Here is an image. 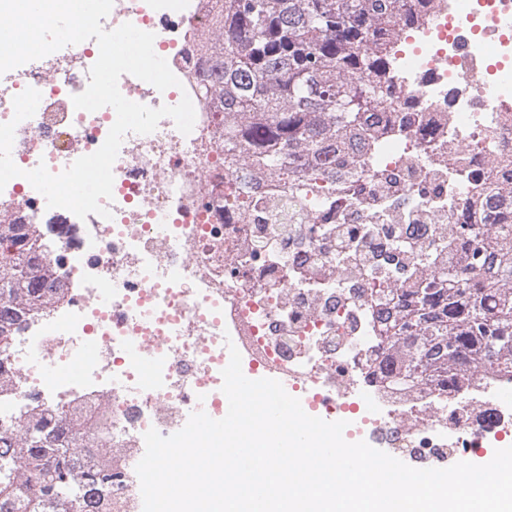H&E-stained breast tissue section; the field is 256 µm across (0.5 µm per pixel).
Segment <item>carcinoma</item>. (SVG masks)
<instances>
[{"instance_id":"obj_1","label":"carcinoma","mask_w":512,"mask_h":512,"mask_svg":"<svg viewBox=\"0 0 512 512\" xmlns=\"http://www.w3.org/2000/svg\"><path fill=\"white\" fill-rule=\"evenodd\" d=\"M222 35L203 68L202 97L224 112V163L266 171L288 191L254 205L281 219L334 189L330 165L369 112L393 108L389 65L399 31L426 17L431 0H220ZM37 224H0V345L20 324L64 299L41 265ZM430 253L432 277L382 295L395 310L384 333L398 363L388 388L442 380L456 361L484 368L512 353V237L469 251L453 235ZM81 418L41 409L21 435L0 433V512H84L112 492V460L90 463Z\"/></svg>"}]
</instances>
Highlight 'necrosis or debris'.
Instances as JSON below:
<instances>
[{"mask_svg":"<svg viewBox=\"0 0 512 512\" xmlns=\"http://www.w3.org/2000/svg\"><path fill=\"white\" fill-rule=\"evenodd\" d=\"M435 3L428 21L400 33L391 64L399 99L371 114L377 142H351L335 200L281 230L236 203L274 183L246 164L225 166L224 115L199 92L219 0H114L102 21L153 33L180 81L161 92L125 74V98L157 108L187 96L196 113L187 135L165 118L153 133L125 136L111 218L47 208L24 177L41 164L61 173L114 124L112 107L72 102L88 86L96 40L0 74V124L12 121L16 95L41 93L35 114L17 123L11 155L23 174L0 191V223L41 225L43 255L69 286L66 301L0 350V432L18 431L37 405L87 416L89 431L110 441L94 456L112 461L111 512H139L144 433L180 430L197 396L223 404L218 362L232 344L256 369L287 374L300 399H332L352 441L417 468L511 443L512 402L502 394L512 374L461 360V388L426 382L400 394L376 361L388 311L374 298L427 274L413 257L438 246L439 225H466L464 248L493 233L478 206L489 189L512 216V0ZM133 345L152 352V375L128 356ZM39 356L52 375L36 368Z\"/></svg>","mask_w":512,"mask_h":512,"instance_id":"obj_1","label":"necrosis or debris"}]
</instances>
